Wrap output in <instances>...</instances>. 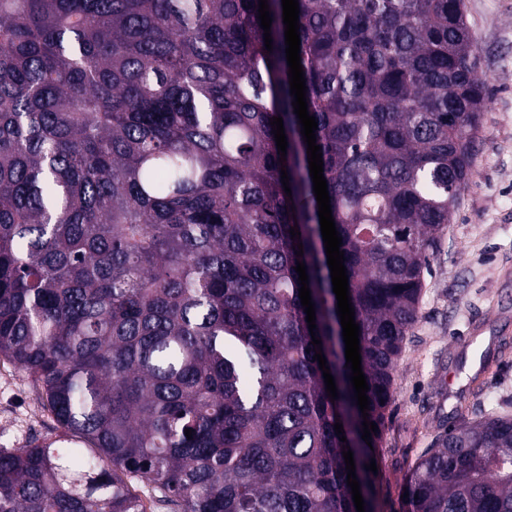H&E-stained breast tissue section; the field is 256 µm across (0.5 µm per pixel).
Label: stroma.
Listing matches in <instances>:
<instances>
[{"label":"stroma","mask_w":512,"mask_h":512,"mask_svg":"<svg viewBox=\"0 0 512 512\" xmlns=\"http://www.w3.org/2000/svg\"><path fill=\"white\" fill-rule=\"evenodd\" d=\"M464 8L481 44L489 103L469 185L425 276L418 320L398 362L378 471L384 512H402L406 473L439 424L460 413L445 374L466 384V367L479 352L498 367L485 395L512 396V0H464ZM61 433L31 380L1 360L0 448Z\"/></svg>","instance_id":"35a3bbf8"}]
</instances>
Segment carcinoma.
Instances as JSON below:
<instances>
[{
    "label": "carcinoma",
    "mask_w": 512,
    "mask_h": 512,
    "mask_svg": "<svg viewBox=\"0 0 512 512\" xmlns=\"http://www.w3.org/2000/svg\"><path fill=\"white\" fill-rule=\"evenodd\" d=\"M298 3L371 444L281 0H268L270 52L259 0H0V357L90 447L0 448V512H147L132 479L173 512H357L348 449L366 512H381L365 465L488 92L463 0ZM511 406L438 432L405 512H512Z\"/></svg>",
    "instance_id": "cac0c4a2"
}]
</instances>
